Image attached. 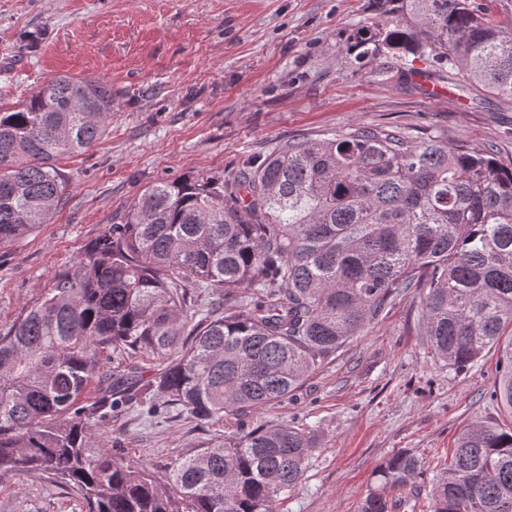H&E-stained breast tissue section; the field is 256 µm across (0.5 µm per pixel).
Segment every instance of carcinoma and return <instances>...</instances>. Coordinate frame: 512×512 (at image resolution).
Segmentation results:
<instances>
[{"mask_svg":"<svg viewBox=\"0 0 512 512\" xmlns=\"http://www.w3.org/2000/svg\"><path fill=\"white\" fill-rule=\"evenodd\" d=\"M384 41L512 102V30L476 0H400ZM354 46L379 52L359 28ZM112 92L59 76L0 108V246L51 221L56 166L105 133ZM212 300L190 323L192 289ZM421 293L426 343L453 369L499 348L491 399L512 418V168L435 131L361 126L288 140L232 177L160 180L89 243L40 301L0 331V473L48 472L83 512H275L317 439L289 424L241 426L165 478L117 459L95 427L112 411L179 407L202 424L291 396L388 300ZM148 353V374L103 372L105 352ZM96 396H90L92 383ZM406 452L379 469L360 512H416ZM427 512H512V427L462 430Z\"/></svg>","mask_w":512,"mask_h":512,"instance_id":"cac0c4a2","label":"carcinoma"}]
</instances>
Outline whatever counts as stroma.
<instances>
[{
    "label": "stroma",
    "instance_id": "stroma-1",
    "mask_svg": "<svg viewBox=\"0 0 512 512\" xmlns=\"http://www.w3.org/2000/svg\"><path fill=\"white\" fill-rule=\"evenodd\" d=\"M401 20L399 0H0L1 108L60 75L112 90L105 135L58 162L66 194L50 223L0 248V329L161 179L229 174L285 141L373 125L436 131L512 167V103L458 88L426 58L384 46L368 59L351 47L356 29L383 37ZM410 69L413 80H402ZM429 82L454 100L428 98ZM423 331L420 293L396 297L293 396L247 418L250 428L287 423L318 435L278 512H359L400 451L420 461L412 486L427 506L463 428L512 423L489 398L497 347L455 370ZM214 433L176 407L156 417L135 408L113 414L99 441L162 477ZM81 510L77 490L47 475L0 477V512Z\"/></svg>",
    "mask_w": 512,
    "mask_h": 512
}]
</instances>
